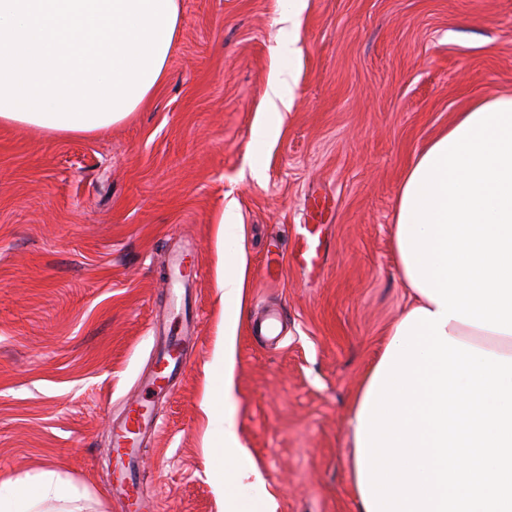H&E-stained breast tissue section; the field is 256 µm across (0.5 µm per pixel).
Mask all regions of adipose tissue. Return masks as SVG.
I'll return each mask as SVG.
<instances>
[{"label": "adipose tissue", "mask_w": 512, "mask_h": 512, "mask_svg": "<svg viewBox=\"0 0 512 512\" xmlns=\"http://www.w3.org/2000/svg\"><path fill=\"white\" fill-rule=\"evenodd\" d=\"M180 32V0H0V125L50 135L84 136L127 120L167 78ZM218 228L228 264L224 344L215 364L224 387L202 409L224 424V446L212 456L217 479L232 478L248 459L236 428L237 331L243 313L247 260L230 235L232 214ZM448 336L512 357V335L450 321ZM78 490L43 470L0 485V512H82Z\"/></svg>", "instance_id": "1"}]
</instances>
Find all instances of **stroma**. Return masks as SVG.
<instances>
[{"mask_svg": "<svg viewBox=\"0 0 512 512\" xmlns=\"http://www.w3.org/2000/svg\"><path fill=\"white\" fill-rule=\"evenodd\" d=\"M166 81L128 120L86 137L0 126V482L54 470L83 512H135L115 493L112 422L145 398L155 330L177 325L164 273L177 243L187 368L155 403L136 512H225L201 410L223 374L218 226L248 261L237 340V431L277 512H358L349 404L408 303L391 230L415 156L476 99L512 96V0H309L298 51H276L286 0H181ZM295 79L265 113L271 73ZM268 117L279 133L252 142ZM324 260L298 265L303 225ZM283 275L263 272L268 249ZM284 312L278 347L249 324ZM262 487H255V479Z\"/></svg>", "mask_w": 512, "mask_h": 512, "instance_id": "obj_1", "label": "stroma"}]
</instances>
